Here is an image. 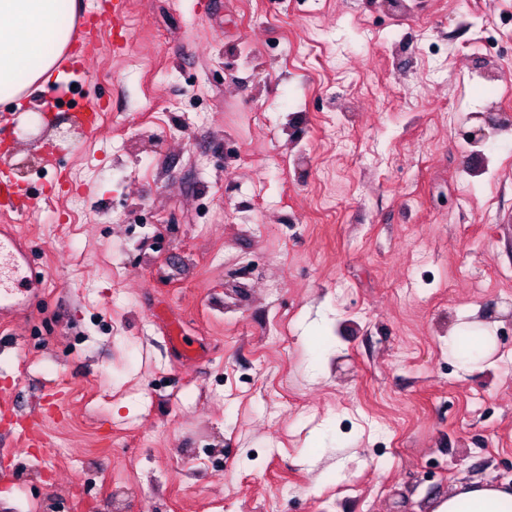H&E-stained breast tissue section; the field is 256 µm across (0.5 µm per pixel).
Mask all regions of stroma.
Returning <instances> with one entry per match:
<instances>
[{
    "mask_svg": "<svg viewBox=\"0 0 512 512\" xmlns=\"http://www.w3.org/2000/svg\"><path fill=\"white\" fill-rule=\"evenodd\" d=\"M495 29L479 32L481 16ZM128 54L0 112L46 280L0 393L85 512H432L512 485V0H130ZM131 297L113 306L112 291ZM492 326L478 363L449 326ZM0 417V512L61 495ZM57 399V394L44 392L40 398L39 411L36 414L31 415L30 417H27L21 421L24 435L29 441V447L39 448L44 446V438L40 431L41 423L44 418V416L41 415V409L43 402L47 404H56Z\"/></svg>",
    "mask_w": 512,
    "mask_h": 512,
    "instance_id": "1",
    "label": "stroma"
}]
</instances>
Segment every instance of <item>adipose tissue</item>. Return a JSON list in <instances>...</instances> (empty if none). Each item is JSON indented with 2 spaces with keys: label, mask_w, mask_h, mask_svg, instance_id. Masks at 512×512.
Wrapping results in <instances>:
<instances>
[{
  "label": "adipose tissue",
  "mask_w": 512,
  "mask_h": 512,
  "mask_svg": "<svg viewBox=\"0 0 512 512\" xmlns=\"http://www.w3.org/2000/svg\"><path fill=\"white\" fill-rule=\"evenodd\" d=\"M76 0H0V105L21 108L66 76ZM432 512H512V486L461 482Z\"/></svg>",
  "instance_id": "obj_1"
}]
</instances>
